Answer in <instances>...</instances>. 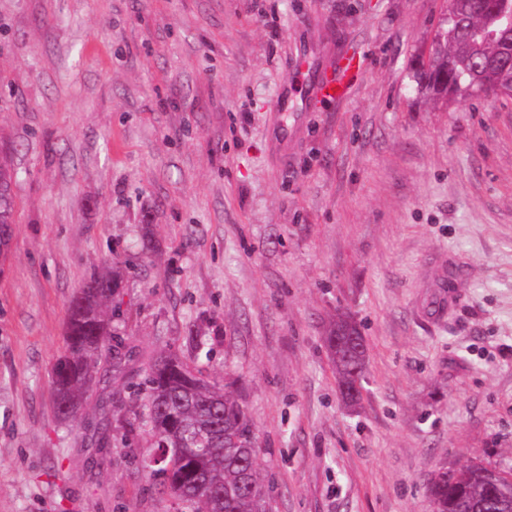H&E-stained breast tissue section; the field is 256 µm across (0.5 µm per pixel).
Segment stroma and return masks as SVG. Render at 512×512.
<instances>
[{
	"instance_id": "stroma-1",
	"label": "stroma",
	"mask_w": 512,
	"mask_h": 512,
	"mask_svg": "<svg viewBox=\"0 0 512 512\" xmlns=\"http://www.w3.org/2000/svg\"><path fill=\"white\" fill-rule=\"evenodd\" d=\"M446 23L444 0H0V512H182L134 392L162 354L244 406L268 512H431L440 469L512 471V97L421 85ZM349 53L343 103L286 83ZM104 273L124 369L65 421L68 307ZM12 175L7 161L0 159V226L6 228L14 224V200L12 196ZM356 340H361V343H357ZM327 341L336 364L338 384L343 399L348 401L349 394L344 393L342 381L346 376L351 375L352 370L357 373L360 397L366 369V347L359 329L347 317H341L336 320V325L330 330Z\"/></svg>"
}]
</instances>
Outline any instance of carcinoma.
Here are the masks:
<instances>
[{
    "label": "carcinoma",
    "instance_id": "obj_1",
    "mask_svg": "<svg viewBox=\"0 0 512 512\" xmlns=\"http://www.w3.org/2000/svg\"><path fill=\"white\" fill-rule=\"evenodd\" d=\"M512 0H448L447 28L437 37L421 79L437 99L512 89V30L502 16ZM499 58L502 66L488 74L473 63ZM12 175L0 159V226L14 223ZM119 281L91 278L72 299L67 316V355L52 380L58 415L70 418L88 391L86 379L107 364L121 367L118 351L105 346L109 335L104 307L114 299ZM355 324L341 317L327 341L338 381L356 371L363 381L366 347ZM143 416L152 427L161 455L153 473L191 512H266L259 480L261 451L244 407L226 390L194 373L177 357L161 355L138 387ZM432 512H512V476L481 464L457 474L438 473L431 487Z\"/></svg>",
    "mask_w": 512,
    "mask_h": 512
}]
</instances>
